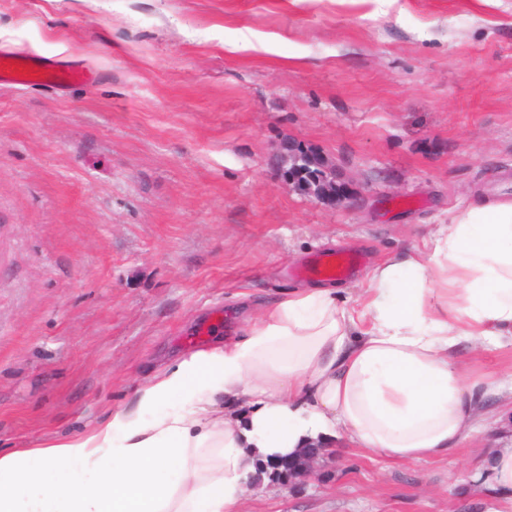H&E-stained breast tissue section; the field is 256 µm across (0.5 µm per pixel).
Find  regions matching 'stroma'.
I'll use <instances>...</instances> for the list:
<instances>
[{
    "label": "stroma",
    "instance_id": "obj_1",
    "mask_svg": "<svg viewBox=\"0 0 512 512\" xmlns=\"http://www.w3.org/2000/svg\"><path fill=\"white\" fill-rule=\"evenodd\" d=\"M0 50L93 75L0 85V454L82 435L157 370L239 338L241 294L303 287L319 251L422 245L512 199V0H0ZM351 201L298 191L281 143ZM500 391L446 460L334 439L241 512H512L486 456L512 436V349L462 343ZM326 446L315 447L294 459L288 460V474L293 479L305 480L316 474L324 458H329Z\"/></svg>",
    "mask_w": 512,
    "mask_h": 512
}]
</instances>
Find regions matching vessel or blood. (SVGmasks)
Segmentation results:
<instances>
[{"label":"vessel or blood","mask_w":512,"mask_h":512,"mask_svg":"<svg viewBox=\"0 0 512 512\" xmlns=\"http://www.w3.org/2000/svg\"><path fill=\"white\" fill-rule=\"evenodd\" d=\"M83 77L84 71L78 65L51 64L41 59L22 62L11 52H0V83L32 84L57 90ZM359 262V257L349 252H322L304 267L303 272L308 276L341 281Z\"/></svg>","instance_id":"1"}]
</instances>
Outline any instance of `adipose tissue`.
Returning <instances> with one entry per match:
<instances>
[{"label":"adipose tissue","mask_w":512,"mask_h":512,"mask_svg":"<svg viewBox=\"0 0 512 512\" xmlns=\"http://www.w3.org/2000/svg\"><path fill=\"white\" fill-rule=\"evenodd\" d=\"M504 337L512 199L480 198L378 262L356 307L296 289L90 432L0 455V512H241L261 469L338 435L393 461L451 457L498 391L464 380L459 346Z\"/></svg>","instance_id":"1"}]
</instances>
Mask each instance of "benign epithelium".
Returning a JSON list of instances; mask_svg holds the SVG:
<instances>
[{"instance_id": "1", "label": "benign epithelium", "mask_w": 512, "mask_h": 512, "mask_svg": "<svg viewBox=\"0 0 512 512\" xmlns=\"http://www.w3.org/2000/svg\"><path fill=\"white\" fill-rule=\"evenodd\" d=\"M282 162L288 165L285 174L298 190L317 198H327L344 205L349 196L341 189H333L335 183L326 173L323 159L298 145H288L282 154ZM330 456L326 447L319 446L294 459L288 460V474L293 479L305 480L316 474L323 459Z\"/></svg>"}]
</instances>
